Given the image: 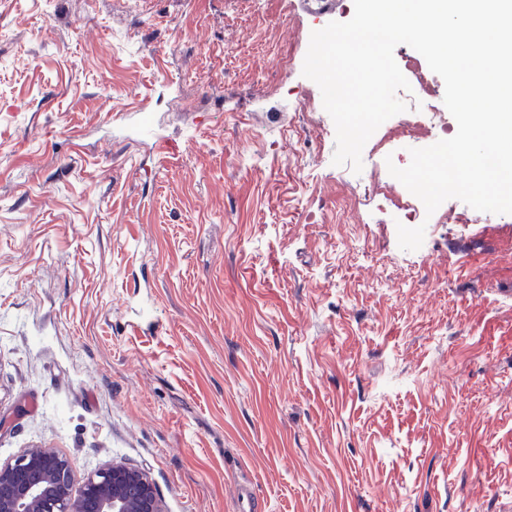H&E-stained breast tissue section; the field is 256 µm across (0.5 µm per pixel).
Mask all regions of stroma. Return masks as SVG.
I'll return each instance as SVG.
<instances>
[{"label": "stroma", "mask_w": 512, "mask_h": 512, "mask_svg": "<svg viewBox=\"0 0 512 512\" xmlns=\"http://www.w3.org/2000/svg\"><path fill=\"white\" fill-rule=\"evenodd\" d=\"M307 0H0V464L166 512H512V214L384 192L302 74ZM376 181L380 193L365 192ZM391 206L400 211L404 222L412 224H423L426 217V210L422 207L414 206L412 199L403 194H392L387 196ZM74 482L62 454L28 448L0 465V512H165L151 476L122 461L87 476L79 496Z\"/></svg>", "instance_id": "35a3bbf8"}]
</instances>
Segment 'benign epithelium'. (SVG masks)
Returning a JSON list of instances; mask_svg holds the SVG:
<instances>
[{
    "label": "benign epithelium",
    "mask_w": 512,
    "mask_h": 512,
    "mask_svg": "<svg viewBox=\"0 0 512 512\" xmlns=\"http://www.w3.org/2000/svg\"><path fill=\"white\" fill-rule=\"evenodd\" d=\"M74 482L62 454L28 448L0 465V512H165L151 476L122 461L87 476L78 496Z\"/></svg>",
    "instance_id": "7a95c632"
}]
</instances>
